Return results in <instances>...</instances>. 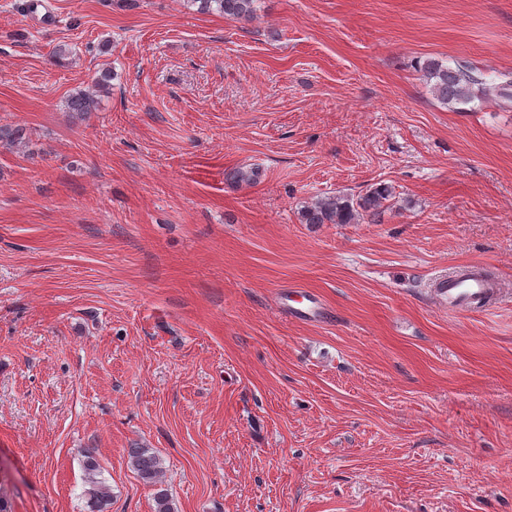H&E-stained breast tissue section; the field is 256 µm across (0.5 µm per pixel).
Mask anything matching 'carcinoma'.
I'll list each match as a JSON object with an SVG mask.
<instances>
[{
    "label": "carcinoma",
    "mask_w": 512,
    "mask_h": 512,
    "mask_svg": "<svg viewBox=\"0 0 512 512\" xmlns=\"http://www.w3.org/2000/svg\"><path fill=\"white\" fill-rule=\"evenodd\" d=\"M202 12H219L224 16L251 21L256 17L257 0H187ZM421 70L431 82L435 96L445 105H468L478 99L475 88L483 85L480 74L467 63L445 65L436 59L427 60ZM110 73L101 72L88 90H80L68 99L67 107L78 117L94 112L98 107V95L109 87ZM26 144L25 129L19 125L0 126V147L14 149ZM393 196V187L380 183L352 201L344 196L321 197L301 210L304 224H356L363 216H374L384 203ZM131 466L144 485L153 488L155 512H174L167 490L162 487L160 458L150 448L137 447L129 451ZM86 482L91 486L87 501L88 512H105L109 488L102 479V471L96 457L89 453L83 460Z\"/></svg>",
    "instance_id": "1"
}]
</instances>
